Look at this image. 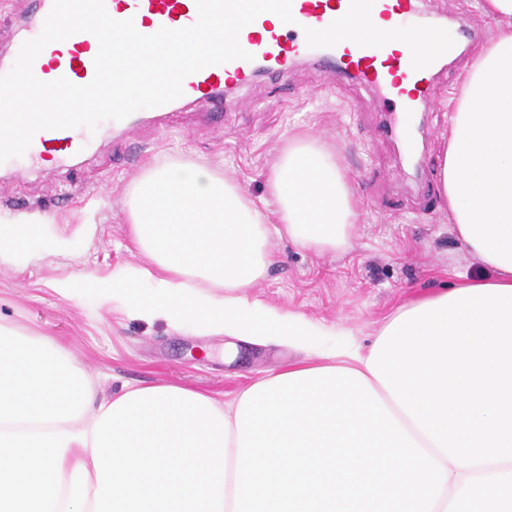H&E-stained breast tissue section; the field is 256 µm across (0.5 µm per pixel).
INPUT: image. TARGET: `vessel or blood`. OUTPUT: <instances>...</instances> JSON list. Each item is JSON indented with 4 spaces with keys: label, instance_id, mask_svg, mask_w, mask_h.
Instances as JSON below:
<instances>
[{
    "label": "vessel or blood",
    "instance_id": "b4317fda",
    "mask_svg": "<svg viewBox=\"0 0 512 512\" xmlns=\"http://www.w3.org/2000/svg\"><path fill=\"white\" fill-rule=\"evenodd\" d=\"M110 16L133 19L140 33L160 28L180 29L196 22L195 0H104ZM53 0H35L26 25L27 38L37 37ZM293 23H274L272 14L259 15L239 33L241 47L251 60L234 59L210 65L183 81L182 102L216 105L225 92L249 84L264 72L277 77L296 57L324 53L336 77L353 75L383 90L389 107L413 111L431 99L440 78L439 60L460 56V46L447 27L428 21L418 0H292ZM361 17H377L388 27L377 41L358 35L352 24ZM97 39L88 32L48 44L33 64L41 81L66 78L77 85L94 77ZM94 135L86 128L38 131L20 161L29 166L64 164L90 153Z\"/></svg>",
    "mask_w": 512,
    "mask_h": 512
}]
</instances>
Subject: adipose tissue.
Segmentation results:
<instances>
[{"label":"adipose tissue","instance_id":"1","mask_svg":"<svg viewBox=\"0 0 512 512\" xmlns=\"http://www.w3.org/2000/svg\"><path fill=\"white\" fill-rule=\"evenodd\" d=\"M497 20L451 99L440 193L488 285L512 286V0H481ZM274 217L240 183L208 166L149 167L125 222L143 263L96 282L100 304L202 336L308 348L322 327L252 299L273 257L272 236L322 252L353 242L359 213L332 143L288 136L267 177ZM370 386L459 491L491 465L457 467L404 414L378 379ZM237 405L172 384L99 395L67 348L0 323V512H233Z\"/></svg>","mask_w":512,"mask_h":512}]
</instances>
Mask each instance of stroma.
Masks as SVG:
<instances>
[{
    "label": "stroma",
    "instance_id": "1",
    "mask_svg": "<svg viewBox=\"0 0 512 512\" xmlns=\"http://www.w3.org/2000/svg\"><path fill=\"white\" fill-rule=\"evenodd\" d=\"M477 2L427 0L424 6L428 18L451 25L462 19L475 32L464 40L462 58L444 66L450 97L460 89L466 58L496 29ZM382 99L377 89L331 81L329 72L303 56L283 77L260 76L228 93L223 118L213 119L201 105H181L163 121H146L135 136H106L70 168L1 171L0 220L30 219L34 241L11 263L0 264V323L66 344L99 393L175 384L224 404L271 370L321 360L343 333L369 348L383 320L401 305L450 286L456 273L487 275L460 251L440 195L447 106L417 110L419 152L411 161L395 130L397 115ZM302 127L334 143L343 158L360 213L353 245L313 253L288 238H272L277 260L250 295L326 325L327 334L316 337L309 350L242 342L228 363L224 337L102 308L91 283L81 286L77 300L57 294L55 282L74 273L104 277L142 262L129 243L125 193L149 165L204 163L265 199L271 212L267 173L284 140Z\"/></svg>",
    "mask_w": 512,
    "mask_h": 512
}]
</instances>
